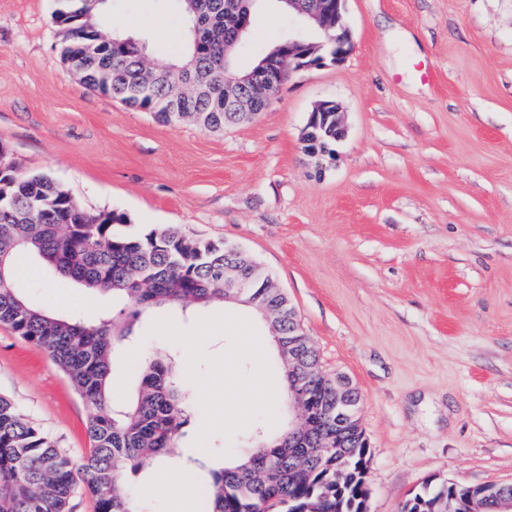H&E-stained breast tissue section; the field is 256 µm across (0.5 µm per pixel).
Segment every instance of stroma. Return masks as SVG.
Listing matches in <instances>:
<instances>
[{
    "label": "stroma",
    "mask_w": 512,
    "mask_h": 512,
    "mask_svg": "<svg viewBox=\"0 0 512 512\" xmlns=\"http://www.w3.org/2000/svg\"><path fill=\"white\" fill-rule=\"evenodd\" d=\"M55 7L0 0V143L19 167L90 214L124 215L126 231L175 224L261 264L320 370L361 394L369 512H400L428 480L512 482V0H348L354 53L291 74L256 119L221 132L86 89L61 62ZM295 24L270 6L257 13L237 67ZM101 31L143 38L159 67L184 51L183 19L158 0H112ZM323 101L340 106L347 134L320 165L301 133ZM38 281L29 300L69 314L76 282ZM245 335L268 331L230 305L146 311L115 355L119 407L157 352L197 379L180 454L146 461L133 480L154 487L146 512H178L164 483L190 459L238 457L257 428L283 430L280 397L245 413L224 397L258 369L283 382L278 353L256 361ZM0 394L74 461L89 454L88 406L45 348L4 325Z\"/></svg>",
    "instance_id": "stroma-1"
}]
</instances>
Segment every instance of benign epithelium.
I'll list each match as a JSON object with an SVG mask.
<instances>
[{
  "mask_svg": "<svg viewBox=\"0 0 512 512\" xmlns=\"http://www.w3.org/2000/svg\"><path fill=\"white\" fill-rule=\"evenodd\" d=\"M288 9L299 17L300 28L288 32V43L274 49L257 68L224 81V106L238 120L260 114L258 106L268 104L284 83V71L339 65L354 52L347 21L348 0H283ZM332 118L336 140L346 129L340 119L339 106L321 103L311 113L303 139L317 136ZM253 287L252 275L234 262L224 265V299L239 300L244 289ZM313 348L288 341V353L283 355L291 409L297 421L288 424V447L298 459L307 457V448L321 440L336 449V486L346 483L349 476L347 448L353 436L352 421L358 416L360 396L340 376L320 374L323 382L336 393L335 407L320 408L312 395L309 380L313 375L310 357ZM466 512H512V483H492L482 499H472Z\"/></svg>",
  "mask_w": 512,
  "mask_h": 512,
  "instance_id": "7a95c632",
  "label": "benign epithelium"
}]
</instances>
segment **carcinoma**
Listing matches in <instances>:
<instances>
[{
	"instance_id": "obj_1",
	"label": "carcinoma",
	"mask_w": 512,
	"mask_h": 512,
	"mask_svg": "<svg viewBox=\"0 0 512 512\" xmlns=\"http://www.w3.org/2000/svg\"><path fill=\"white\" fill-rule=\"evenodd\" d=\"M187 24L183 58L170 66L169 81L141 87L145 42L135 36L103 39L98 21L107 9L90 13L85 0H57L53 23L61 33L60 58L82 75L84 86L165 122L170 87L188 80L207 82L210 95L182 99V111L197 114L205 129L233 125L224 111V75L236 74L224 59L243 38L245 20L264 0H169ZM61 188L41 172H0V324L22 339L44 347L92 408L89 455L76 464L40 426L0 395V512H70V500L83 486L96 500V512H140L128 491L148 457L173 454L188 423L187 394L169 355L155 354L145 365L136 400L121 410L109 402L115 352L131 335L133 321L159 307L208 306L224 301V243L193 239L177 225L127 234L114 212L71 224L70 210L58 207ZM26 253L47 268L87 289L110 293L131 307L127 319L56 316L27 301L13 274V262ZM252 307H278L287 298L270 288L250 289ZM244 457L220 469L208 468L205 512H289L288 497L304 500L308 488L288 474V432L261 430L246 442ZM450 485L425 483L403 504L409 512H445Z\"/></svg>"
}]
</instances>
